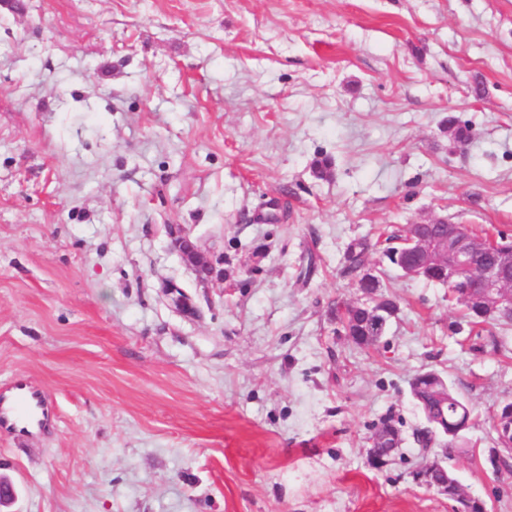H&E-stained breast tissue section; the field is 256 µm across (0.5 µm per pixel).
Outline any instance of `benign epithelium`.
<instances>
[{"instance_id":"1","label":"benign epithelium","mask_w":512,"mask_h":512,"mask_svg":"<svg viewBox=\"0 0 512 512\" xmlns=\"http://www.w3.org/2000/svg\"><path fill=\"white\" fill-rule=\"evenodd\" d=\"M416 228L417 225H410L407 236L408 242L414 244L417 261L405 266V276L416 277L422 269L429 267L452 281L455 284L454 296L485 319L512 320V249L498 244L494 238L477 240L467 230L453 229L446 235L430 232L421 236ZM168 235L182 258L196 271L200 282L206 283L213 276L222 275L213 261L198 249L185 225H168ZM475 250L492 254V261L476 270L467 267V257ZM165 293L182 315H196V308L175 284L167 285ZM401 443L397 430L389 434L381 432L372 439V447L388 449L389 458ZM509 457H512V407L498 413L495 446L488 451V462L497 469ZM423 476L455 502L464 497L472 505L481 504L480 499L463 494L460 482L439 463L431 464Z\"/></svg>"}]
</instances>
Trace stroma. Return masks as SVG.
<instances>
[{"instance_id":"1","label":"stroma","mask_w":512,"mask_h":512,"mask_svg":"<svg viewBox=\"0 0 512 512\" xmlns=\"http://www.w3.org/2000/svg\"><path fill=\"white\" fill-rule=\"evenodd\" d=\"M439 219L512 233V0L0 5V385L47 395L37 432L0 430L12 512H451L417 477L436 461L512 512L485 462L512 326L454 333L447 288L377 250L384 336L329 314L359 297L353 239ZM426 371L472 410L463 448L423 442ZM168 235L182 258L196 271L201 283H208L214 275L222 277V272L216 271L213 261L198 249L190 230L185 225H168ZM362 313H363V310H358L357 311V316L355 317L354 315L352 317L349 318L348 320V325L347 327L345 326H342L346 336H348V338L356 345V346H359V347H368V346H371L373 345L375 342H368V341H365V340H359V339H351L350 336H368L369 339H377L381 336L384 335L385 331H386V326H387V323L389 321L390 318L387 319L386 321V325H385V328L383 325L381 324H377L376 327H375V330H374V335L375 336H370L367 332L368 328H369V325H371V323L373 324V319H366V317H362ZM384 328V329H383ZM383 331V333H382ZM393 424L390 418L384 419L378 428L375 431V434L381 432L373 437L372 439V448H389L386 458H381L377 461H373L375 463L386 462L388 458L392 457L393 453L400 447L402 443V438L398 430H394L391 433H384L383 431L393 428ZM374 434V435H375Z\"/></svg>"}]
</instances>
